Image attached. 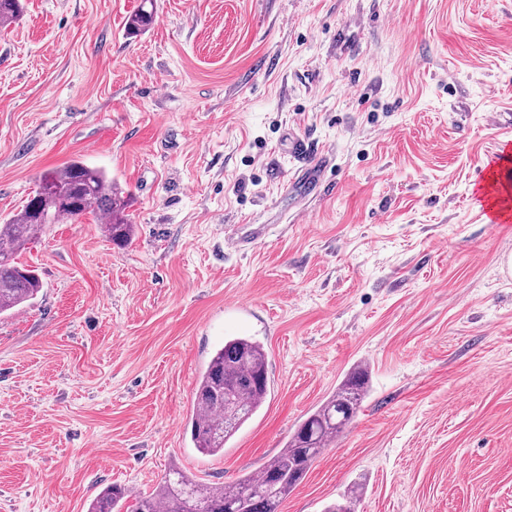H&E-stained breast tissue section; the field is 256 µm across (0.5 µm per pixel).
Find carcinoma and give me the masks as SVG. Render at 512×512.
Listing matches in <instances>:
<instances>
[{"mask_svg": "<svg viewBox=\"0 0 512 512\" xmlns=\"http://www.w3.org/2000/svg\"><path fill=\"white\" fill-rule=\"evenodd\" d=\"M152 6L154 0H141L126 22L128 33H139L154 22ZM20 10V0H0V28L8 27ZM125 209L126 201L112 185V176L83 160L44 173L23 208L0 224V315L32 305L40 293L36 270L17 258L48 225L91 214L101 222L107 238L123 245L133 236ZM368 383L367 366H355L298 426L285 447L256 472L227 484L207 485L174 466L156 493L137 497L129 505L124 488L107 486L89 502L86 512H279L283 499L356 416ZM268 390L264 346L247 337L225 340L195 386L188 421L194 448L208 456L224 454L226 444L259 411ZM360 493L359 486H351L325 512H356Z\"/></svg>", "mask_w": 512, "mask_h": 512, "instance_id": "carcinoma-1", "label": "carcinoma"}]
</instances>
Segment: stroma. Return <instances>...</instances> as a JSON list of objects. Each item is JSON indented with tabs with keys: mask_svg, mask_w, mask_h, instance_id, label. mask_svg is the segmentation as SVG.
<instances>
[{
	"mask_svg": "<svg viewBox=\"0 0 512 512\" xmlns=\"http://www.w3.org/2000/svg\"><path fill=\"white\" fill-rule=\"evenodd\" d=\"M24 0L0 30V219L71 160L104 168L135 234L93 215L23 252L43 289L0 315V512H85L172 466L254 472L355 365L370 391L282 512H512V222L473 184L512 145V0ZM297 133L330 152L305 197ZM241 226L243 251L224 245ZM270 392L223 456L192 448L225 339ZM154 2V0H141L139 9L126 22L125 26L129 34L144 31L154 22Z\"/></svg>",
	"mask_w": 512,
	"mask_h": 512,
	"instance_id": "1",
	"label": "stroma"
}]
</instances>
